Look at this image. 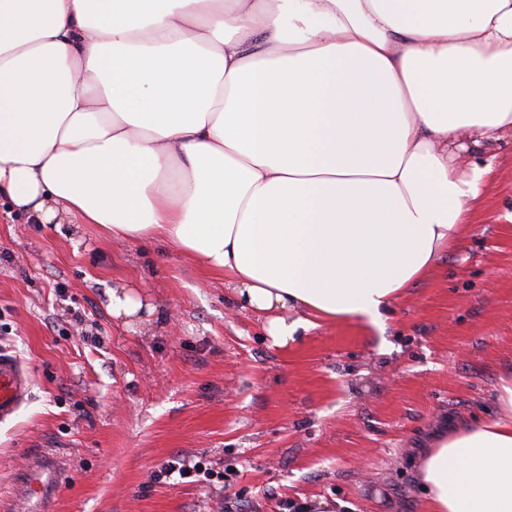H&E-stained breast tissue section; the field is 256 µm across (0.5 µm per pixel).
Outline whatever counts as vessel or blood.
Returning a JSON list of instances; mask_svg holds the SVG:
<instances>
[{
    "label": "vessel or blood",
    "instance_id": "vessel-or-blood-1",
    "mask_svg": "<svg viewBox=\"0 0 512 512\" xmlns=\"http://www.w3.org/2000/svg\"><path fill=\"white\" fill-rule=\"evenodd\" d=\"M29 390L27 370L16 358L0 353V423L16 415ZM67 466L66 458L49 451L31 456L13 497L0 502V512H51L54 488Z\"/></svg>",
    "mask_w": 512,
    "mask_h": 512
}]
</instances>
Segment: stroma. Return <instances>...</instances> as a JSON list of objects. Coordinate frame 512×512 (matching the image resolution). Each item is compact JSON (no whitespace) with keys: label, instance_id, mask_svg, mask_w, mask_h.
Listing matches in <instances>:
<instances>
[{"label":"stroma","instance_id":"1","mask_svg":"<svg viewBox=\"0 0 512 512\" xmlns=\"http://www.w3.org/2000/svg\"><path fill=\"white\" fill-rule=\"evenodd\" d=\"M463 241L384 331L323 324L271 346L221 275L165 240L34 224L0 201V353L31 374L0 423V494L43 448L67 456L54 512H424L415 461L441 429L499 411L512 374V141ZM156 307L134 328L113 287ZM201 461L210 479L158 476Z\"/></svg>","mask_w":512,"mask_h":512}]
</instances>
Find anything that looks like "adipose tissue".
Here are the masks:
<instances>
[{
    "instance_id": "1",
    "label": "adipose tissue",
    "mask_w": 512,
    "mask_h": 512,
    "mask_svg": "<svg viewBox=\"0 0 512 512\" xmlns=\"http://www.w3.org/2000/svg\"><path fill=\"white\" fill-rule=\"evenodd\" d=\"M512 136V0H0V198L160 238L272 345L384 327L456 245ZM109 311L153 314L120 286ZM498 414L418 461L426 512H512Z\"/></svg>"
}]
</instances>
